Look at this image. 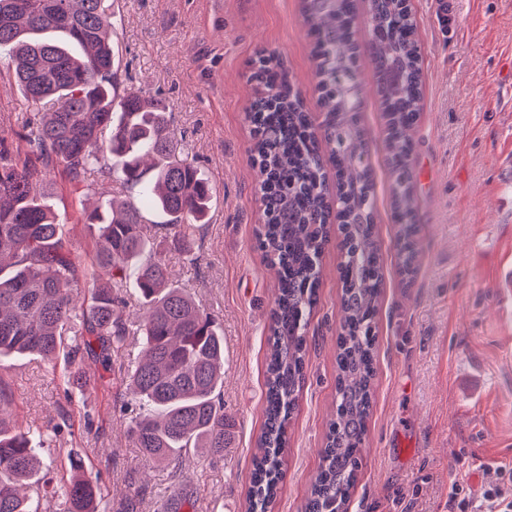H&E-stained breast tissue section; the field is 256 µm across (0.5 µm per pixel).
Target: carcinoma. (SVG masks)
Here are the masks:
<instances>
[{
	"instance_id": "carcinoma-1",
	"label": "carcinoma",
	"mask_w": 512,
	"mask_h": 512,
	"mask_svg": "<svg viewBox=\"0 0 512 512\" xmlns=\"http://www.w3.org/2000/svg\"><path fill=\"white\" fill-rule=\"evenodd\" d=\"M364 4L369 39L353 25ZM312 36L321 121L287 82L279 58L261 52L253 78L267 89L247 113L255 139L264 224L256 240L275 272L276 296L267 339L265 422L248 490V512H271L283 478L288 427L305 379L308 317L316 302L322 254L337 221L344 261L336 345L335 407L321 464L302 512H347L370 418L376 377V315L383 261L375 236L377 205L370 144L360 125L356 66L361 51L375 63L390 168L389 193L398 264L416 271V202L411 132L422 108V53L408 0H303ZM112 5L106 0H0V53L8 75L46 112L20 117L33 164L13 157L0 138V355L51 361L63 350L70 388L80 381L76 358L94 354L106 370L131 336L141 355L125 374L138 406L126 429L133 446L156 462L179 463L186 448L224 456L235 420L224 411V336L214 318L176 284L162 244L189 264L194 235L206 223L211 189L197 168L176 157L168 105L118 81L112 49ZM59 171L71 183L116 179L138 190L143 205L112 199L111 214L89 211L97 226L89 260L75 261L59 221L38 185ZM164 215L166 233H150L148 209ZM133 282L143 315L130 325L119 288ZM59 432L17 424L0 395V512H42L27 496L38 475V449ZM53 493L67 512H100L99 480L77 459Z\"/></svg>"
}]
</instances>
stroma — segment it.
Segmentation results:
<instances>
[{
  "mask_svg": "<svg viewBox=\"0 0 512 512\" xmlns=\"http://www.w3.org/2000/svg\"><path fill=\"white\" fill-rule=\"evenodd\" d=\"M411 3L424 101L413 151L419 262L409 278L394 258L375 66L365 53L357 62L385 278L376 402L348 512H452L453 482L478 504L489 487L512 481V0ZM112 10L123 86L165 99L181 158L211 188L197 263L171 265L224 331V409L236 419V445L220 459L187 451L177 467L133 447L120 412V379L139 352L133 340L112 373L84 359L87 382L69 391L58 386L62 359L1 356L0 392L19 422H69L39 451L42 481L61 482L76 455L100 473L113 512L131 496L137 512H246L275 300L274 275L255 242L263 212L246 114L261 90L252 61L262 50L278 54L307 110L319 109L301 0H112ZM27 108L14 80L0 79V136L22 159L32 149L14 119ZM43 188L67 247L85 260L97 228L77 221L72 203L81 197L107 210L114 185H74L55 173ZM339 242L332 237L322 258L307 375L274 512H298L320 463L335 398Z\"/></svg>",
  "mask_w": 512,
  "mask_h": 512,
  "instance_id": "stroma-1",
  "label": "stroma"
}]
</instances>
